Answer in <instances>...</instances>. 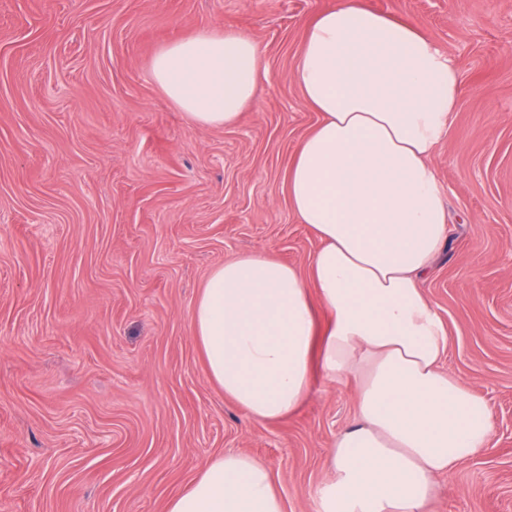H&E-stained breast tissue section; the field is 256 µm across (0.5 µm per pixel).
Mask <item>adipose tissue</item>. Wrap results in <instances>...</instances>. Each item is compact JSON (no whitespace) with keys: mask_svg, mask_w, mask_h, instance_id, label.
<instances>
[{"mask_svg":"<svg viewBox=\"0 0 512 512\" xmlns=\"http://www.w3.org/2000/svg\"><path fill=\"white\" fill-rule=\"evenodd\" d=\"M192 122L233 125L269 79L260 47L200 30L151 64ZM295 81L321 119L287 195L319 246L306 269L269 253L213 268L192 311L210 379L254 421L298 411L317 378L352 386L357 413L333 440L318 512H427L438 476L479 455L488 402L448 375V328L421 288L449 243L434 167L464 89L416 25L338 0L305 27ZM167 512H284L270 469L242 453L207 463Z\"/></svg>","mask_w":512,"mask_h":512,"instance_id":"ef3b65f1","label":"adipose tissue"}]
</instances>
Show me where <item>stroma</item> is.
<instances>
[{"mask_svg": "<svg viewBox=\"0 0 512 512\" xmlns=\"http://www.w3.org/2000/svg\"><path fill=\"white\" fill-rule=\"evenodd\" d=\"M337 0H0V512H166L215 456L271 470L316 512L353 389L319 381L275 423L209 378L191 331L210 270L318 247L288 202L320 115L294 80L304 28ZM412 23L465 90L432 161L446 251L421 287L444 368L493 412L488 448L437 480L431 512H512V0H365ZM202 29L254 39L270 72L230 127L189 122L153 79Z\"/></svg>", "mask_w": 512, "mask_h": 512, "instance_id": "1", "label": "stroma"}]
</instances>
